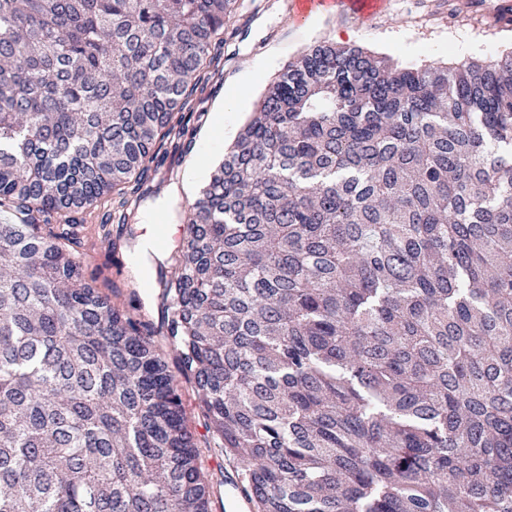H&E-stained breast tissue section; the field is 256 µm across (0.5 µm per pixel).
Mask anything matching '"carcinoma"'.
<instances>
[{"label": "carcinoma", "instance_id": "1", "mask_svg": "<svg viewBox=\"0 0 512 512\" xmlns=\"http://www.w3.org/2000/svg\"><path fill=\"white\" fill-rule=\"evenodd\" d=\"M236 0H0V512H208L179 385L85 278ZM167 335L258 512H512V51L285 65L189 205Z\"/></svg>", "mask_w": 512, "mask_h": 512}]
</instances>
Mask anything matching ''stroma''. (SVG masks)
Wrapping results in <instances>:
<instances>
[{"mask_svg":"<svg viewBox=\"0 0 512 512\" xmlns=\"http://www.w3.org/2000/svg\"><path fill=\"white\" fill-rule=\"evenodd\" d=\"M292 2L237 0L224 23L220 63L198 86L193 109L185 115L187 134L157 143L149 177L130 198L129 219H121L109 198L75 214L83 225L76 254L83 259L86 278L94 280L115 305L125 307L131 298H139L141 319L180 386L188 426L197 439L201 471L210 485L209 512H225L224 491L238 481V464L220 448L198 406L193 383L175 361L160 285L161 276L174 272L172 256L183 234L184 209L203 188L197 181L189 192H182L189 161L207 138L229 148L251 118L267 83L316 43L358 45L395 62L418 65L485 59L512 50V25L495 26L488 16L498 0H475L486 13L482 19L463 13L462 0H386L381 12L362 22L333 10L299 20ZM222 102L228 119L220 126L214 112ZM147 236L155 240L158 260L140 265L132 257ZM102 240L108 246L101 250L97 244Z\"/></svg>","mask_w":512,"mask_h":512,"instance_id":"obj_1","label":"stroma"}]
</instances>
